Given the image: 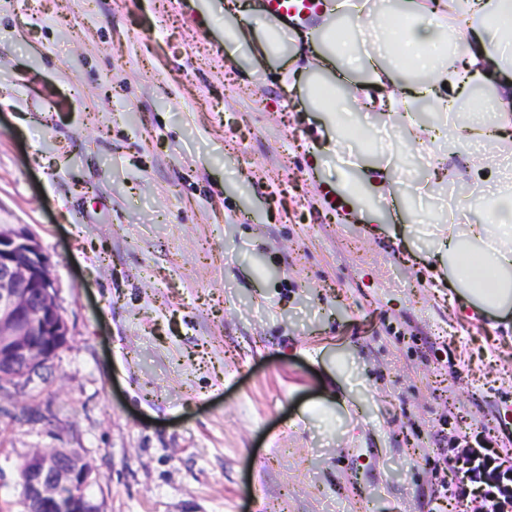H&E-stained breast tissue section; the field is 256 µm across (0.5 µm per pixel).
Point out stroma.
Segmentation results:
<instances>
[{"label":"stroma","instance_id":"obj_1","mask_svg":"<svg viewBox=\"0 0 512 512\" xmlns=\"http://www.w3.org/2000/svg\"><path fill=\"white\" fill-rule=\"evenodd\" d=\"M225 52L219 0H0V229L41 242L68 327L0 391V512L38 448L81 450L99 512H429L450 433L512 457V314L325 201L291 46Z\"/></svg>","mask_w":512,"mask_h":512}]
</instances>
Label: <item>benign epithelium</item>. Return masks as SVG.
I'll return each mask as SVG.
<instances>
[{
  "instance_id": "obj_1",
  "label": "benign epithelium",
  "mask_w": 512,
  "mask_h": 512,
  "mask_svg": "<svg viewBox=\"0 0 512 512\" xmlns=\"http://www.w3.org/2000/svg\"><path fill=\"white\" fill-rule=\"evenodd\" d=\"M67 336L51 262L40 242L25 227L0 231V373L18 386L31 382ZM21 469L24 512H98L73 491L94 473L81 452L36 450Z\"/></svg>"
}]
</instances>
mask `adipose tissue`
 <instances>
[{"label":"adipose tissue","mask_w":512,"mask_h":512,"mask_svg":"<svg viewBox=\"0 0 512 512\" xmlns=\"http://www.w3.org/2000/svg\"><path fill=\"white\" fill-rule=\"evenodd\" d=\"M466 24L473 35L441 39L438 19L444 15ZM224 28L226 61L260 53L275 55L284 38L280 25L251 0H226ZM344 39L333 25L324 24L300 35L303 46L316 50L324 65H339L340 81H328L331 99L316 97L310 85L298 89L305 106L326 113L318 132L320 142L333 136L355 138L358 149L343 162L337 183L350 203L349 213L365 224L376 223L371 204L394 196L397 178L389 167L368 166L369 149L363 135L347 123L342 102L361 99L366 110L398 119L405 130V148L429 151L434 170H441L448 153L439 149L454 131H464L476 146L512 141V0H400L397 7H358L346 14ZM430 103L442 122L434 129L420 127L416 112ZM461 210L476 213L475 221L449 225L439 236L435 258H447L444 273L457 299L474 310L505 313L512 310V182L499 180L490 208L477 212L466 198Z\"/></svg>","instance_id":"1"}]
</instances>
